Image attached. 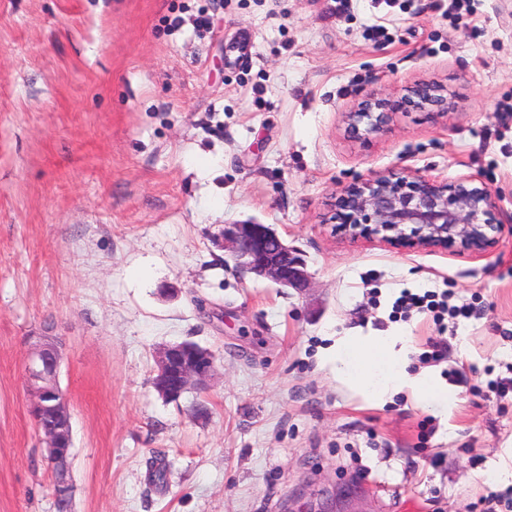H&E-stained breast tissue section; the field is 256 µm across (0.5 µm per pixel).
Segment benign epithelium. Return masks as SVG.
<instances>
[{"label": "benign epithelium", "instance_id": "benign-epithelium-1", "mask_svg": "<svg viewBox=\"0 0 512 512\" xmlns=\"http://www.w3.org/2000/svg\"><path fill=\"white\" fill-rule=\"evenodd\" d=\"M392 118L386 99L369 98L348 115L354 132L375 133ZM491 189L469 181L442 183L420 172L401 176L374 175L344 191L339 200L336 230L350 238L367 236L395 249L451 250L485 256L497 246L502 225L496 222ZM224 248L235 266L283 287L303 288L310 279L301 253L267 224L246 220L224 225ZM61 343L47 336L32 352L28 382L33 393L31 416L49 450L47 465L53 477V496L68 498L72 448L69 406L57 377ZM216 370L212 353L191 342L166 345L156 354L153 386L167 402L183 394L203 392Z\"/></svg>", "mask_w": 512, "mask_h": 512}]
</instances>
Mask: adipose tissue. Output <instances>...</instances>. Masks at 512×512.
Wrapping results in <instances>:
<instances>
[{
  "label": "adipose tissue",
  "mask_w": 512,
  "mask_h": 512,
  "mask_svg": "<svg viewBox=\"0 0 512 512\" xmlns=\"http://www.w3.org/2000/svg\"><path fill=\"white\" fill-rule=\"evenodd\" d=\"M408 336L401 333L360 336L349 333L336 341L331 360L338 377L357 387L370 402H378L393 391L409 390L418 400L438 395L452 402L449 393H438L424 374L409 375L405 363Z\"/></svg>",
  "instance_id": "ef3b65f1"
}]
</instances>
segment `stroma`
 <instances>
[{
	"mask_svg": "<svg viewBox=\"0 0 512 512\" xmlns=\"http://www.w3.org/2000/svg\"><path fill=\"white\" fill-rule=\"evenodd\" d=\"M469 2L0 0V512H57L26 380L42 336L73 512H476L512 487V393L488 386L512 365V234L479 258L332 224L356 180L415 170L485 183L512 225V0ZM427 84L445 108L409 106ZM370 95L395 110L358 136ZM248 218L308 288L235 266L224 227ZM448 285L481 315L393 319L403 290ZM355 328L403 330L412 374L447 338L454 405L368 404L325 357ZM183 341L216 374L169 403L155 353Z\"/></svg>",
	"mask_w": 512,
	"mask_h": 512,
	"instance_id": "1",
	"label": "stroma"
}]
</instances>
